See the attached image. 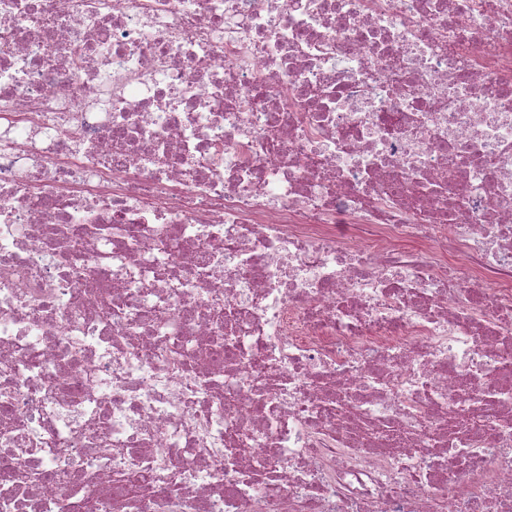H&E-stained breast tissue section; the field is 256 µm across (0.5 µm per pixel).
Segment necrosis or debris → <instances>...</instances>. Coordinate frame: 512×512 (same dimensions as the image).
I'll return each mask as SVG.
<instances>
[{
    "label": "necrosis or debris",
    "mask_w": 512,
    "mask_h": 512,
    "mask_svg": "<svg viewBox=\"0 0 512 512\" xmlns=\"http://www.w3.org/2000/svg\"><path fill=\"white\" fill-rule=\"evenodd\" d=\"M0 512H512V0H0Z\"/></svg>",
    "instance_id": "4bbe7bcc"
}]
</instances>
